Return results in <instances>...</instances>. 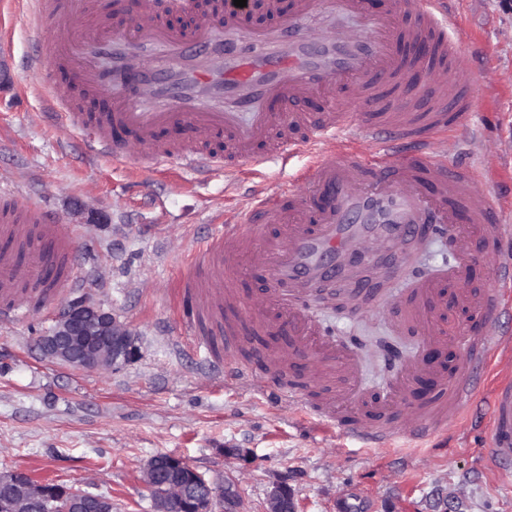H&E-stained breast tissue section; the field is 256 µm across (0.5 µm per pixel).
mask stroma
<instances>
[{
	"label": "stroma",
	"mask_w": 512,
	"mask_h": 512,
	"mask_svg": "<svg viewBox=\"0 0 512 512\" xmlns=\"http://www.w3.org/2000/svg\"><path fill=\"white\" fill-rule=\"evenodd\" d=\"M454 33L473 56L472 132L442 139L449 161L484 159L495 194L512 202V0H454ZM4 21L20 85L0 100V198L19 196L81 234L74 255L78 283L53 303L23 304L0 325V472L22 469L42 479L111 497L113 512H154L142 478L159 454L184 459L206 480L230 486L237 512H265L278 485L300 512H512V463L492 471L484 401L449 424L437 447H370L323 430L306 401L271 396L227 380L201 363L196 328L179 283L194 274L191 239L209 236L250 194L279 189L290 168L276 161L235 174L193 175L176 159L150 166L92 153L85 134L58 121L49 105L63 73L29 69L50 36L31 26L11 0ZM402 277L453 261L437 237L409 241ZM390 286L361 284L341 304L314 313L352 346L370 391L384 386V344L409 350L413 339L390 328ZM112 312L134 336L135 358L86 371L41 357L48 332L72 300Z\"/></svg>",
	"instance_id": "1"
}]
</instances>
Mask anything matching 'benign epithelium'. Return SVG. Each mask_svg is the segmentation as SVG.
Listing matches in <instances>:
<instances>
[{
    "label": "benign epithelium",
    "mask_w": 512,
    "mask_h": 512,
    "mask_svg": "<svg viewBox=\"0 0 512 512\" xmlns=\"http://www.w3.org/2000/svg\"><path fill=\"white\" fill-rule=\"evenodd\" d=\"M43 357L96 371L112 369L135 354L132 333L112 313L87 299L69 303L53 328L38 337ZM143 481L155 512H217L235 507L231 489L217 488L179 457L158 454L145 468ZM112 512V498L68 488L15 470L0 473V512ZM265 512H298L294 494L275 487Z\"/></svg>",
    "instance_id": "benign-epithelium-1"
}]
</instances>
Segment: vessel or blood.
I'll list each match as a JSON object with an SVG mask.
<instances>
[{
	"label": "vessel or blood",
	"instance_id": "1",
	"mask_svg": "<svg viewBox=\"0 0 512 512\" xmlns=\"http://www.w3.org/2000/svg\"><path fill=\"white\" fill-rule=\"evenodd\" d=\"M190 0H138L140 21L106 18L94 0L61 9L58 0H33L32 22L48 27L50 48L31 61L35 69H65L87 99L105 97L108 109L91 117L74 97L58 98L61 123L81 129L92 146L134 163L177 159L193 173L211 171L206 146L224 139V166L236 170L268 159L288 162L297 150L310 154L301 184L274 194L255 192L198 247L195 274L181 285L185 298L223 336L226 350L240 343L234 321L236 260H247L265 277L252 320L257 328L286 324L294 349L306 357L304 386L327 385L310 411L321 425L343 430L387 448L399 439L426 443L462 415L481 389L478 373L495 359L512 360V342L493 338L486 325L512 314L505 288L512 286V209L497 202L475 161L451 163L438 150V137L471 126L474 97L469 84L441 81V74L470 69L472 57L452 33L457 17L450 0H264L275 26L253 29L245 10L224 8L214 24L182 28L162 24L160 7L177 12ZM83 14L75 30V14ZM424 47L412 67L430 77L431 105L418 109L405 83L403 44ZM322 97V111L306 103ZM190 128L182 144L164 143L158 130ZM371 146L364 156L358 143ZM39 224L44 246L25 260L0 250V323L14 322L21 283L46 277L48 255L71 254V226L36 216L29 202L0 206V240L21 239ZM447 238L452 264L408 281L393 296L391 323L417 336L377 400L359 381L358 357L325 335L311 308L316 285L356 277L366 243L391 246L425 229ZM496 265L492 287L466 288L477 249ZM460 284L457 299L483 327L449 332L440 313L448 309V284ZM459 346L466 367L445 380L430 362L433 351ZM279 360L256 354L251 363L228 365L224 375L265 393ZM439 379L436 397L416 406L412 424L392 415L416 379ZM493 464L512 460V378H501L487 402Z\"/></svg>",
	"mask_w": 512,
	"mask_h": 512
}]
</instances>
